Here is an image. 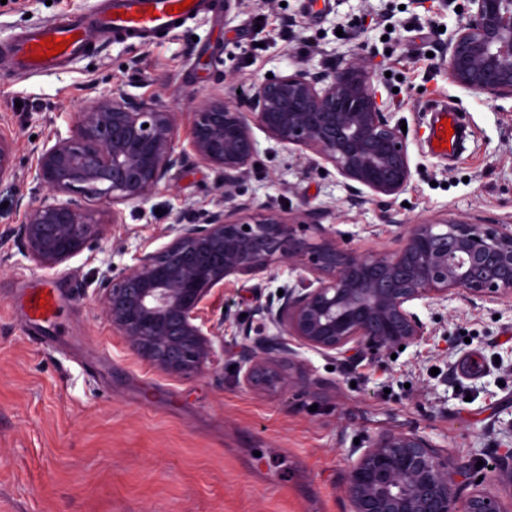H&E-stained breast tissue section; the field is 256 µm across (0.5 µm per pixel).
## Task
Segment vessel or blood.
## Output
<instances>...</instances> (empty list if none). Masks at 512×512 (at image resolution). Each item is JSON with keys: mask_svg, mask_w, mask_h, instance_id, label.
Listing matches in <instances>:
<instances>
[{"mask_svg": "<svg viewBox=\"0 0 512 512\" xmlns=\"http://www.w3.org/2000/svg\"><path fill=\"white\" fill-rule=\"evenodd\" d=\"M181 0H107L106 4L82 14L70 15L31 28L18 36L9 50L16 72L31 73L67 62L85 54L92 46L91 34L107 37L119 32L127 38L141 40L151 34L175 29L177 17L172 7ZM66 41L65 50L42 58L41 40Z\"/></svg>", "mask_w": 512, "mask_h": 512, "instance_id": "b4317fda", "label": "vessel or blood"}]
</instances>
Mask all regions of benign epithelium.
Masks as SVG:
<instances>
[{
	"mask_svg": "<svg viewBox=\"0 0 512 512\" xmlns=\"http://www.w3.org/2000/svg\"><path fill=\"white\" fill-rule=\"evenodd\" d=\"M468 20L448 42V78L474 93L512 98V0H470ZM240 103L206 99L194 113L189 150L177 151L173 113L154 98L103 96L84 108L68 136L37 157L34 180L47 198L27 207L19 235L27 255L53 267L101 235V212L143 200L188 155L243 177L256 148L250 124L284 145L312 151L344 178L377 195L395 196L410 183L404 133L390 125L371 75L351 62L323 74L304 71L265 79ZM14 142L0 133V175L12 169ZM67 196L50 203L48 197ZM270 214L234 218L220 210L203 224H178L173 239L107 281L102 306L113 330L158 371L185 377L213 354L219 329L199 320L212 290L232 275L255 277L278 266L302 270L299 287L264 306L277 337L239 365L247 385L290 383L281 368L293 342L353 359L388 353L420 340L413 311L420 300L448 294L512 300V225L454 220L410 224L392 250L359 252L336 231ZM351 512H502L498 500L474 493L460 501L454 474L426 438L390 432L350 465Z\"/></svg>",
	"mask_w": 512,
	"mask_h": 512,
	"instance_id": "benign-epithelium-1",
	"label": "benign epithelium"
}]
</instances>
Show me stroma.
<instances>
[{
  "mask_svg": "<svg viewBox=\"0 0 512 512\" xmlns=\"http://www.w3.org/2000/svg\"><path fill=\"white\" fill-rule=\"evenodd\" d=\"M96 0H0V49L36 24ZM467 0H207L175 30L144 45L116 36L51 71L12 76L0 52V132L14 165L0 176V512H351L350 465L387 432L425 437L464 473L460 498L481 492L512 512V487L494 469L512 451V301L449 295L417 304L425 336L396 355L355 361L297 349L293 383L262 391L235 366L274 329L260 305L297 273L281 267L227 277L200 316L223 324L198 373L171 377L138 356L101 310L102 280L169 243L175 224L206 214H275L333 229L359 251L395 249L408 224L458 219L512 224V98L448 79V42ZM368 68L391 124L407 126L411 180L397 196L353 188L311 151L252 126L257 153L225 186L220 169L187 158L122 221L69 260L41 267L15 231L44 144L67 135L80 111L122 91L174 112L180 144L208 96L235 97L254 81L299 69ZM462 119L453 152L427 142L434 108ZM53 289L49 321L28 301ZM479 355L471 376L466 359ZM485 474L481 484L470 471Z\"/></svg>",
  "mask_w": 512,
  "mask_h": 512,
  "instance_id": "stroma-1",
  "label": "stroma"
}]
</instances>
